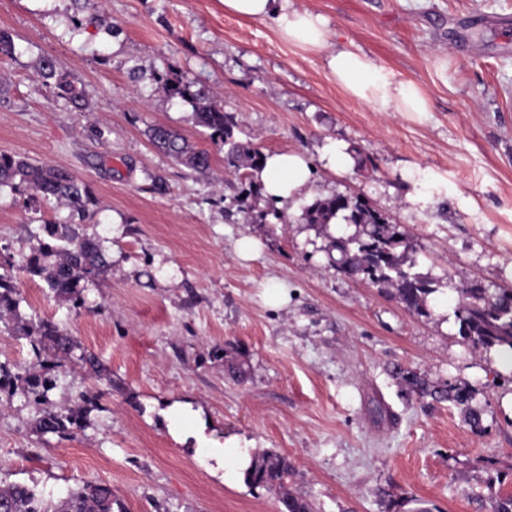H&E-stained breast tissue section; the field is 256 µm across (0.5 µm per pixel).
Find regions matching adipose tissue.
Returning a JSON list of instances; mask_svg holds the SVG:
<instances>
[{"label":"adipose tissue","instance_id":"obj_1","mask_svg":"<svg viewBox=\"0 0 512 512\" xmlns=\"http://www.w3.org/2000/svg\"><path fill=\"white\" fill-rule=\"evenodd\" d=\"M226 12L240 17L272 21L288 43L309 50L327 51L329 75L353 98L376 112H424L428 104L416 87L395 81L391 74L367 54L337 47L323 17L291 7L288 0H223ZM265 197L284 202L301 194L310 184L312 169L297 151L267 154L256 174Z\"/></svg>","mask_w":512,"mask_h":512}]
</instances>
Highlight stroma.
Segmentation results:
<instances>
[{
  "label": "stroma",
  "mask_w": 512,
  "mask_h": 512,
  "mask_svg": "<svg viewBox=\"0 0 512 512\" xmlns=\"http://www.w3.org/2000/svg\"><path fill=\"white\" fill-rule=\"evenodd\" d=\"M322 15L332 41L361 50L426 97L424 114L372 111L336 84L326 54L284 41L222 0H0V152L82 178L85 220L65 203L0 186V274L23 318L60 324L104 366L54 368L49 409L80 407L68 437L36 430L41 409L0 391V485L59 497L109 484L120 512H278L249 486L252 455L274 449L314 512H491L489 478L512 486V371L458 334V289L512 283V0H291ZM83 95L57 98L42 58ZM193 82L237 113L241 139L294 150L313 167L282 224H248L224 145L196 126L162 76ZM211 158L194 172L156 148L155 126ZM353 157L324 159L331 143ZM358 194L405 234L438 290L425 316L392 290L326 260L352 225L305 223L316 198ZM79 224L107 265L55 297L21 260L43 225ZM245 235L260 255L236 252ZM468 386L481 421L420 400L393 365ZM237 366L244 380L232 377Z\"/></svg>",
  "instance_id": "35a3bbf8"
}]
</instances>
